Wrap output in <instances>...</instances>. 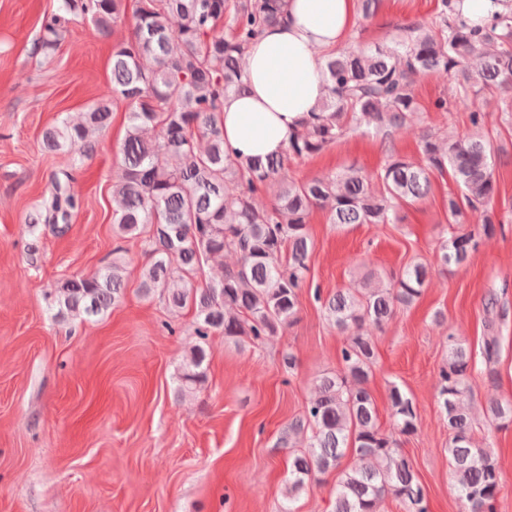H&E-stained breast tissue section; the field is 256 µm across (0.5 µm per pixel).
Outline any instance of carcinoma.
Returning <instances> with one entry per match:
<instances>
[{"instance_id": "obj_1", "label": "carcinoma", "mask_w": 512, "mask_h": 512, "mask_svg": "<svg viewBox=\"0 0 512 512\" xmlns=\"http://www.w3.org/2000/svg\"><path fill=\"white\" fill-rule=\"evenodd\" d=\"M285 7L286 0H135L132 35L112 47L111 85L79 118L59 119L42 134L44 150L73 152L82 159L93 152L95 137L114 108L125 105L123 173L112 185V224L121 235L140 240L148 254L140 273L141 295L159 294L174 315L185 308L194 313L199 342L177 378L183 394L198 391L205 381L213 333L256 343L281 335L295 322L313 252L307 224L314 209L328 208L329 223L340 226L396 224L400 208L425 198L432 176L448 172L458 192L448 193L446 223L457 230L439 246L437 261L444 271L466 264L479 238L506 223L495 206L500 151L482 133L492 114L478 100L485 91L512 87V2L479 26L462 18L456 0H440L430 24L331 54L329 92L313 120L285 153L244 164L224 150V96L242 91L248 44L258 28L277 22ZM127 10L128 0H58L43 24L40 48L56 49L73 17H87L93 30L105 32L123 22ZM173 17L180 19L175 30ZM427 73H443L455 84L454 99L439 98L431 110H467L474 132L442 136L423 130L420 163L389 148L383 166L373 173L351 166L310 179L288 176V162L317 155L356 131L391 143L401 127L425 111L415 83ZM71 181L66 171L55 177L50 199L29 215L28 223L65 233L80 206ZM261 191L273 192L271 207L255 204ZM226 252L236 254V265L218 281H200L205 261ZM430 273L428 265L415 263L382 283L381 273L370 268L358 287L325 298L316 295L346 343L341 369L317 381L315 397L284 430L283 444L294 449L288 500L350 454L356 464L336 483L334 512H379L388 496L405 512H427L425 488L400 451V437L417 430V407L407 393L391 387L395 433L382 431L368 389L375 348L363 326L380 325L396 310L412 307ZM126 278V260L117 251L97 274L67 278L50 292L54 317L105 315L124 299ZM497 305L491 289L481 360L450 332L439 371L438 406L448 426L444 452L464 512H494L502 486L498 459L474 442L469 409V380L477 364L491 373L498 361ZM486 413L507 427L512 400L492 399Z\"/></svg>"}]
</instances>
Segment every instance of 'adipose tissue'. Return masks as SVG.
Returning <instances> with one entry per match:
<instances>
[{
	"label": "adipose tissue",
	"instance_id": "1",
	"mask_svg": "<svg viewBox=\"0 0 512 512\" xmlns=\"http://www.w3.org/2000/svg\"><path fill=\"white\" fill-rule=\"evenodd\" d=\"M358 20V0H288L247 50L249 93L224 99L225 149L244 161L285 152L328 93L326 57Z\"/></svg>",
	"mask_w": 512,
	"mask_h": 512
}]
</instances>
